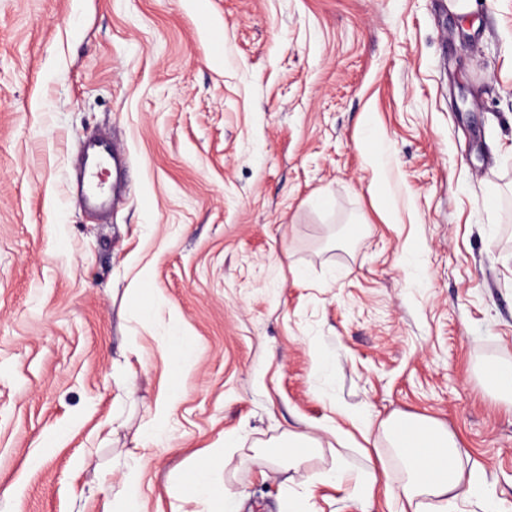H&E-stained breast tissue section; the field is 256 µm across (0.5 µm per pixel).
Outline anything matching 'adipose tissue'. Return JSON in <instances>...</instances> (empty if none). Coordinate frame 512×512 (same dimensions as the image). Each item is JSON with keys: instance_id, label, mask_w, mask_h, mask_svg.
<instances>
[{"instance_id": "obj_1", "label": "adipose tissue", "mask_w": 512, "mask_h": 512, "mask_svg": "<svg viewBox=\"0 0 512 512\" xmlns=\"http://www.w3.org/2000/svg\"><path fill=\"white\" fill-rule=\"evenodd\" d=\"M365 431H378L389 452L402 466L396 495L413 512H447L453 501L467 497L482 485V472L466 468L454 437L441 425L422 418L393 415L380 423L356 415ZM239 447L228 436L220 448L207 449L204 457L190 467L189 476H176L172 493L179 500L207 498L209 512H237L236 495L214 477L220 460L232 457ZM320 448L319 442L303 431L288 432L276 450H254L253 457L268 463L287 459L289 466L304 465ZM142 459L131 456L121 485L112 492V512H142Z\"/></svg>"}]
</instances>
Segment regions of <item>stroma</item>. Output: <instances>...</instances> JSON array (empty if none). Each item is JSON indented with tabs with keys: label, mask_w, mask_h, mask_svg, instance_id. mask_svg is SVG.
<instances>
[{
	"label": "stroma",
	"mask_w": 512,
	"mask_h": 512,
	"mask_svg": "<svg viewBox=\"0 0 512 512\" xmlns=\"http://www.w3.org/2000/svg\"><path fill=\"white\" fill-rule=\"evenodd\" d=\"M100 133L105 217L69 191ZM492 362L512 0H0V512H103L140 448L146 512H206L172 475L291 430L322 446L300 471L220 470L239 512H401L356 411L441 424L485 475L448 512H512ZM336 458L371 490L317 479Z\"/></svg>",
	"instance_id": "1"
}]
</instances>
